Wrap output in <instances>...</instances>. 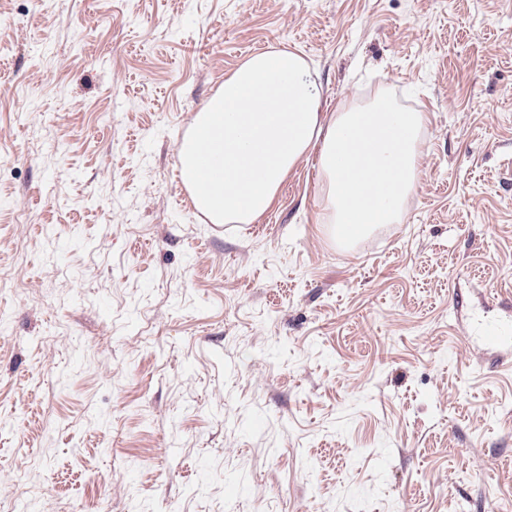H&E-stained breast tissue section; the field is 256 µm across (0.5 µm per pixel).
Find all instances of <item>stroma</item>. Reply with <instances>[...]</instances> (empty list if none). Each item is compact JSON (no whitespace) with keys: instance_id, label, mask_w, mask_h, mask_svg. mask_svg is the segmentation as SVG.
I'll list each match as a JSON object with an SVG mask.
<instances>
[{"instance_id":"35a3bbf8","label":"stroma","mask_w":512,"mask_h":512,"mask_svg":"<svg viewBox=\"0 0 512 512\" xmlns=\"http://www.w3.org/2000/svg\"><path fill=\"white\" fill-rule=\"evenodd\" d=\"M270 47L425 114L399 223L187 206ZM0 319V512H512V0H0Z\"/></svg>"}]
</instances>
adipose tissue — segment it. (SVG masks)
I'll list each match as a JSON object with an SVG mask.
<instances>
[{
    "label": "adipose tissue",
    "instance_id": "ef3b65f1",
    "mask_svg": "<svg viewBox=\"0 0 512 512\" xmlns=\"http://www.w3.org/2000/svg\"><path fill=\"white\" fill-rule=\"evenodd\" d=\"M306 58L250 55L195 114L180 144L181 175L215 224H251L288 173L317 154L330 222L351 242L399 220L418 180L425 117L387 96L326 114Z\"/></svg>",
    "mask_w": 512,
    "mask_h": 512
}]
</instances>
